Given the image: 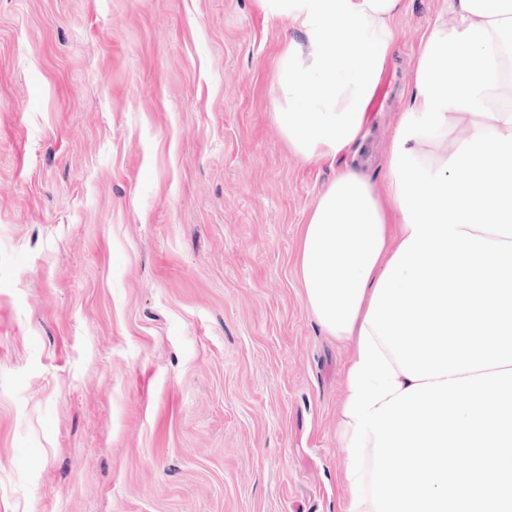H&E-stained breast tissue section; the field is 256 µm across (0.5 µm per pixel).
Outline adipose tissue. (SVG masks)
<instances>
[{
	"label": "adipose tissue",
	"instance_id": "1",
	"mask_svg": "<svg viewBox=\"0 0 512 512\" xmlns=\"http://www.w3.org/2000/svg\"><path fill=\"white\" fill-rule=\"evenodd\" d=\"M262 3L302 34L279 54L272 119L292 154L339 167L303 227L309 313L340 342L368 330L406 388L512 368V0H443L384 201L339 162L368 136L402 0Z\"/></svg>",
	"mask_w": 512,
	"mask_h": 512
}]
</instances>
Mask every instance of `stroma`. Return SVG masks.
Listing matches in <instances>:
<instances>
[{
    "instance_id": "35a3bbf8",
    "label": "stroma",
    "mask_w": 512,
    "mask_h": 512,
    "mask_svg": "<svg viewBox=\"0 0 512 512\" xmlns=\"http://www.w3.org/2000/svg\"><path fill=\"white\" fill-rule=\"evenodd\" d=\"M371 133L440 0H402ZM261 0H0V512H345L351 345L302 229L336 171L272 120Z\"/></svg>"
}]
</instances>
